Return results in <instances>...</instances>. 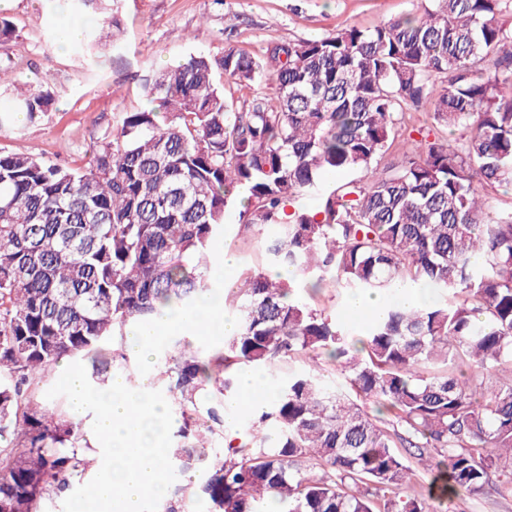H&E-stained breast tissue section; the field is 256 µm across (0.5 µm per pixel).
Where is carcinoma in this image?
<instances>
[{
  "label": "carcinoma",
  "mask_w": 512,
  "mask_h": 512,
  "mask_svg": "<svg viewBox=\"0 0 512 512\" xmlns=\"http://www.w3.org/2000/svg\"><path fill=\"white\" fill-rule=\"evenodd\" d=\"M423 16L275 48V92L240 104L224 82H252L261 61L235 48L148 69L150 107L124 112L87 168L0 154V512H43L96 467L75 422L33 389L64 357L108 382L105 345L132 323L193 310L218 291L211 243L237 224L261 235L267 268L244 277L238 332L208 353L188 340L155 384L183 425L169 451L176 480L158 512H435L479 495L512 468V211L486 218L483 187L512 183V29L503 0H434ZM92 19L80 46L117 45L112 0H70ZM33 120L49 95L25 89ZM424 102L464 139L422 140L380 166L403 135L398 114ZM358 177L327 185L326 173ZM316 209L285 213L304 193ZM351 295L417 292L437 300L378 310L353 340L312 307ZM327 357L341 389L297 363ZM288 370L274 398L224 441L235 365ZM393 410L391 420L365 401ZM275 428V436L266 433ZM415 448L427 494L400 495Z\"/></svg>",
  "instance_id": "carcinoma-1"
}]
</instances>
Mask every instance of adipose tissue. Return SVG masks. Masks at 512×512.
<instances>
[{"instance_id": "adipose-tissue-1", "label": "adipose tissue", "mask_w": 512, "mask_h": 512, "mask_svg": "<svg viewBox=\"0 0 512 512\" xmlns=\"http://www.w3.org/2000/svg\"><path fill=\"white\" fill-rule=\"evenodd\" d=\"M215 322L221 323L225 335H232L237 330L238 323L236 319L225 315L224 299L220 296L208 299L194 311L169 313L160 323L154 325H132L129 329V345L142 359L147 360L164 330L188 325L208 326Z\"/></svg>"}]
</instances>
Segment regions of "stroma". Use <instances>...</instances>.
<instances>
[{"mask_svg":"<svg viewBox=\"0 0 512 512\" xmlns=\"http://www.w3.org/2000/svg\"><path fill=\"white\" fill-rule=\"evenodd\" d=\"M432 0H119L124 28L121 47H106L88 60L79 44L60 47L52 33L71 16L68 0H8L0 7L15 34L0 40V111L13 108V81L27 83L52 99L49 111L0 131V153H31L79 168L93 145L111 131L120 113L146 108L139 79L192 52L212 56L233 46L266 62L267 73L240 96L272 93L269 77L275 46L321 38L351 26L370 28L403 16H418ZM230 252L236 266L218 288H231L245 273L266 266L257 235L229 227L213 245ZM111 371L130 378L132 388L154 378L157 362L126 353L120 340L108 342ZM501 477L477 496L454 501L455 512H512V493Z\"/></svg>","mask_w":512,"mask_h":512,"instance_id":"1","label":"stroma"}]
</instances>
